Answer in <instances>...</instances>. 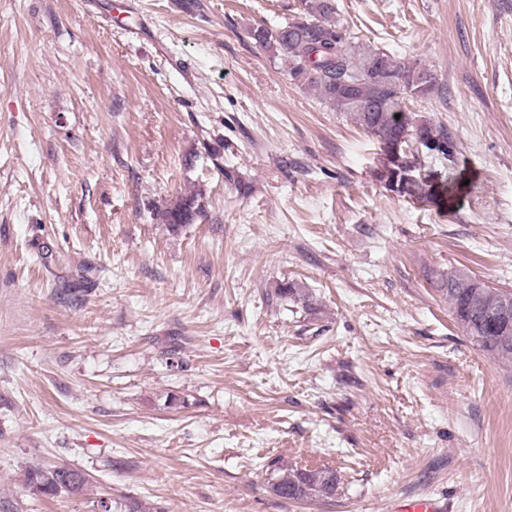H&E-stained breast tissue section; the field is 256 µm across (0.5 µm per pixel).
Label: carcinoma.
<instances>
[{
  "instance_id": "cac0c4a2",
  "label": "carcinoma",
  "mask_w": 512,
  "mask_h": 512,
  "mask_svg": "<svg viewBox=\"0 0 512 512\" xmlns=\"http://www.w3.org/2000/svg\"><path fill=\"white\" fill-rule=\"evenodd\" d=\"M248 37L288 66L291 78L318 93L332 110L349 115L357 125L382 144L412 142L407 165L416 167L427 155L452 162L458 144L448 128L437 122L415 118L408 102L428 99L439 90L437 77L419 82L415 74L422 66L401 63L380 50L359 49L348 44L336 20L335 0H301V12L275 28L258 25ZM384 177L398 189L419 197L422 185L395 181L397 170ZM198 213L197 198L190 194L157 212L162 223L177 232ZM470 273L448 272L443 295L465 336L490 358L512 365V302L503 289L484 285L470 287ZM276 297L311 307L306 288L296 282L281 283ZM272 492L285 500L328 498L336 491V473L328 468L300 470L267 464ZM24 485L37 495L55 497L61 492L83 493L87 481L82 471L69 466H30Z\"/></svg>"
}]
</instances>
